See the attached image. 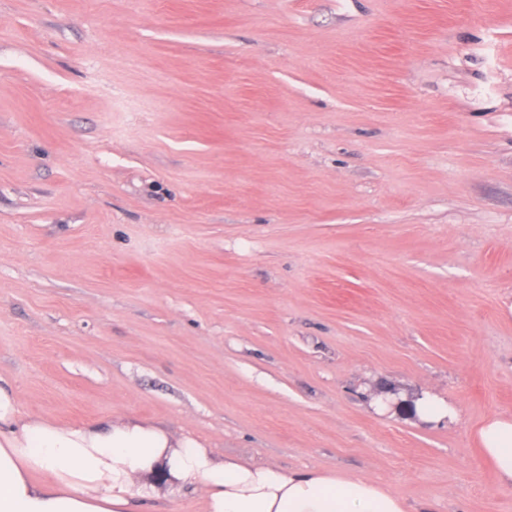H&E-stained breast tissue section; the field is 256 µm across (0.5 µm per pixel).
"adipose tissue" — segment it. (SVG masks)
<instances>
[{"label":"adipose tissue","instance_id":"ef3b65f1","mask_svg":"<svg viewBox=\"0 0 512 512\" xmlns=\"http://www.w3.org/2000/svg\"><path fill=\"white\" fill-rule=\"evenodd\" d=\"M478 438L500 484L512 488V417L487 418ZM160 480L201 492L203 512H407L374 480L221 458L132 418L86 427L23 418L0 387V512H135Z\"/></svg>","mask_w":512,"mask_h":512}]
</instances>
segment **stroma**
<instances>
[{
	"label": "stroma",
	"mask_w": 512,
	"mask_h": 512,
	"mask_svg": "<svg viewBox=\"0 0 512 512\" xmlns=\"http://www.w3.org/2000/svg\"><path fill=\"white\" fill-rule=\"evenodd\" d=\"M0 385L512 512V0H0ZM415 414L423 421L434 422L446 418L452 420L456 415V411L451 404L443 400L424 397L415 402ZM483 455L491 462L502 486L512 488V417L492 416L478 429Z\"/></svg>",
	"instance_id": "35a3bbf8"
}]
</instances>
